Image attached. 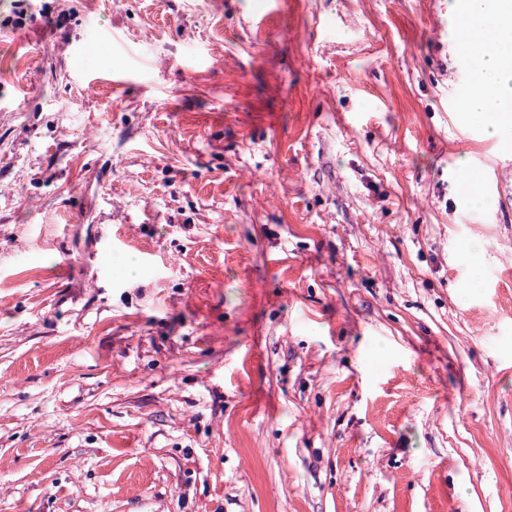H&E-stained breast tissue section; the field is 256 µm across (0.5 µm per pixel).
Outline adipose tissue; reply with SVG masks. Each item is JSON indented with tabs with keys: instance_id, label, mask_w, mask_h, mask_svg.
<instances>
[{
	"instance_id": "adipose-tissue-1",
	"label": "adipose tissue",
	"mask_w": 512,
	"mask_h": 512,
	"mask_svg": "<svg viewBox=\"0 0 512 512\" xmlns=\"http://www.w3.org/2000/svg\"><path fill=\"white\" fill-rule=\"evenodd\" d=\"M451 41L472 64L470 113L487 123L486 136H512V0H466Z\"/></svg>"
}]
</instances>
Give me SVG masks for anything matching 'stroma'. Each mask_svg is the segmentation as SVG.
<instances>
[{
  "mask_svg": "<svg viewBox=\"0 0 512 512\" xmlns=\"http://www.w3.org/2000/svg\"><path fill=\"white\" fill-rule=\"evenodd\" d=\"M463 5L0 23V512H512V141Z\"/></svg>",
  "mask_w": 512,
  "mask_h": 512,
  "instance_id": "1",
  "label": "stroma"
}]
</instances>
